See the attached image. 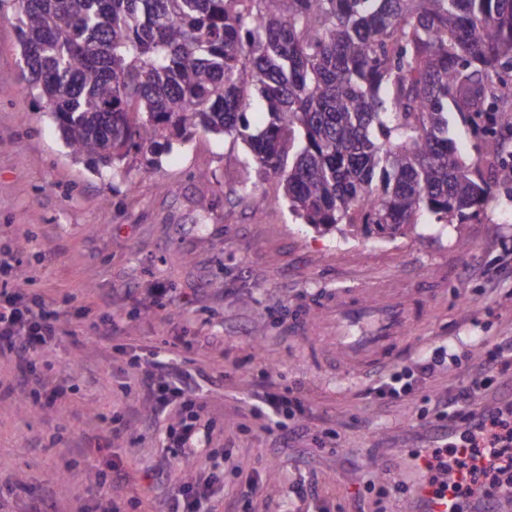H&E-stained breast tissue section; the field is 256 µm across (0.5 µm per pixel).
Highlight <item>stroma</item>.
Instances as JSON below:
<instances>
[{"label":"stroma","instance_id":"35a3bbf8","mask_svg":"<svg viewBox=\"0 0 512 512\" xmlns=\"http://www.w3.org/2000/svg\"><path fill=\"white\" fill-rule=\"evenodd\" d=\"M16 26L14 9L1 7L0 246L21 261L15 287L85 315L32 366L52 381L71 377L69 410L40 407L27 390L0 400V484L25 486L0 492V512H32L37 501L47 512H91L102 490L90 467L113 459L110 420L143 407L128 361L168 357L178 336L195 345L205 416L224 428L210 443L224 479L203 500L207 512H224L252 478L258 489L241 512H406L400 456L442 445L430 425L436 399L512 340V177L499 172L467 223L367 238L305 224L278 203L272 175L255 176L252 202L239 201L246 147L230 137L199 132L160 155H130L114 173L65 144L24 76ZM386 280L409 298L423 290L430 308L391 363L359 374L324 339L293 334L336 289ZM158 285L173 303L152 310ZM109 315L123 320L115 342L95 328ZM451 342L461 362L444 357ZM433 357V377L414 381L404 401L374 396L384 377ZM268 378L297 388L304 404V436L286 454L245 413L252 386ZM162 440L135 430L112 442L140 472L128 512H165L146 479ZM302 481L317 490L304 503L292 493Z\"/></svg>","mask_w":512,"mask_h":512}]
</instances>
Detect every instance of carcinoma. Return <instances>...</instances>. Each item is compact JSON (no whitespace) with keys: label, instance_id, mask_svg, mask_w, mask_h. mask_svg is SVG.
Returning a JSON list of instances; mask_svg holds the SVG:
<instances>
[{"label":"carcinoma","instance_id":"carcinoma-1","mask_svg":"<svg viewBox=\"0 0 512 512\" xmlns=\"http://www.w3.org/2000/svg\"><path fill=\"white\" fill-rule=\"evenodd\" d=\"M9 2L28 83L103 167L224 134L248 147L240 199L257 166L305 223L393 237L475 217L509 154L512 0Z\"/></svg>","mask_w":512,"mask_h":512}]
</instances>
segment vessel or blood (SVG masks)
Segmentation results:
<instances>
[{"mask_svg": "<svg viewBox=\"0 0 512 512\" xmlns=\"http://www.w3.org/2000/svg\"><path fill=\"white\" fill-rule=\"evenodd\" d=\"M321 322L345 360L360 369L388 364L410 327L427 315L424 300L406 302L390 283L340 288L321 301ZM411 512H497L492 498L475 495L464 504L431 484L422 454L405 460Z\"/></svg>", "mask_w": 512, "mask_h": 512, "instance_id": "obj_1", "label": "vessel or blood"}]
</instances>
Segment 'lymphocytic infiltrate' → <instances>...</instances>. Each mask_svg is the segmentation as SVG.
Returning a JSON list of instances; mask_svg holds the SVG:
<instances>
[{"mask_svg": "<svg viewBox=\"0 0 512 512\" xmlns=\"http://www.w3.org/2000/svg\"><path fill=\"white\" fill-rule=\"evenodd\" d=\"M21 262L9 250L0 249V358L19 365L32 364L51 349L63 333V320L54 310L52 300L43 295H29L15 288ZM177 355L166 360L138 363L136 381L147 408L143 426L150 427L160 418H168L165 439L174 441L182 450L183 461L194 469L181 482L170 483L167 464L154 470L157 484L165 486L167 497L178 512H198L199 503L218 476L214 466L203 463L213 424L199 425L202 407L197 393L198 373L190 369V341L176 339ZM481 369L472 375L468 385L456 393L437 398L436 421L464 424L463 433H451L448 451L434 450L426 454L428 472L436 477L456 475L450 492L467 501L477 493L512 497V403L489 411L476 407L473 399L488 390L493 379L512 372V343H500L489 349L480 362ZM301 400L293 389H272L257 396L250 413L264 418L278 431L280 450L291 448L297 438L294 418ZM106 494L99 502L100 512H125L126 489L133 481L127 466L117 463L96 472Z\"/></svg>", "mask_w": 512, "mask_h": 512, "instance_id": "lymphocytic-infiltrate-1", "label": "lymphocytic infiltrate"}]
</instances>
